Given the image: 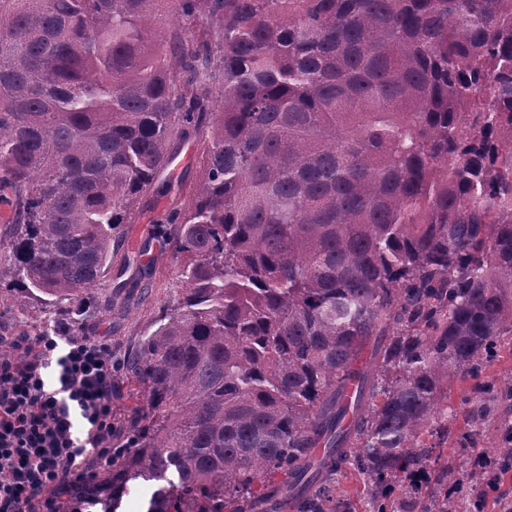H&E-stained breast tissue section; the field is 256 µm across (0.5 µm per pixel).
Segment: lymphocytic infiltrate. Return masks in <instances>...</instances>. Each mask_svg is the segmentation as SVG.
Segmentation results:
<instances>
[{
    "mask_svg": "<svg viewBox=\"0 0 512 512\" xmlns=\"http://www.w3.org/2000/svg\"><path fill=\"white\" fill-rule=\"evenodd\" d=\"M122 368L84 322L0 336V512H56V488L85 478L89 458L111 462Z\"/></svg>",
    "mask_w": 512,
    "mask_h": 512,
    "instance_id": "f902f5d3",
    "label": "lymphocytic infiltrate"
}]
</instances>
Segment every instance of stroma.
<instances>
[{
  "mask_svg": "<svg viewBox=\"0 0 512 512\" xmlns=\"http://www.w3.org/2000/svg\"><path fill=\"white\" fill-rule=\"evenodd\" d=\"M201 150L202 143L197 139L178 146L175 160L148 194L143 211L134 223L121 226L120 244L112 254L111 271L106 281L95 290L98 309L90 322L97 335L111 343L118 358H128L142 335L150 333L152 321L159 309L169 303L176 286L177 262L170 248L153 247L154 273L146 279L141 278L135 268L126 267L125 259L150 239L156 221L178 205V187L186 188L196 182ZM118 296L129 301L125 312H117L111 306L112 300ZM58 316V310L48 307L40 322L35 323L29 318L24 301L7 296L0 298V334L4 336L20 331L34 333L38 323H50ZM461 426V421H449L447 431L436 433L429 442L433 456L449 462L466 484L476 489L481 485L482 471L475 467L474 460L482 449L492 447L499 433L493 421H486L472 446L461 449L456 445Z\"/></svg>",
  "mask_w": 512,
  "mask_h": 512,
  "instance_id": "obj_1",
  "label": "stroma"
}]
</instances>
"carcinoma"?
Here are the masks:
<instances>
[{"label": "carcinoma", "mask_w": 512, "mask_h": 512, "mask_svg": "<svg viewBox=\"0 0 512 512\" xmlns=\"http://www.w3.org/2000/svg\"><path fill=\"white\" fill-rule=\"evenodd\" d=\"M198 136L161 230L180 293L126 365L134 446L60 512L140 480L146 512H341L305 489L347 465L370 512L406 479L471 506L424 439L512 335V0H0V286L87 318ZM511 396L477 385L467 425Z\"/></svg>", "instance_id": "cac0c4a2"}]
</instances>
